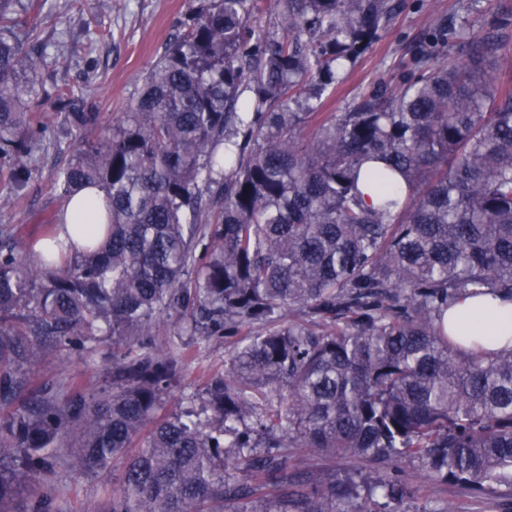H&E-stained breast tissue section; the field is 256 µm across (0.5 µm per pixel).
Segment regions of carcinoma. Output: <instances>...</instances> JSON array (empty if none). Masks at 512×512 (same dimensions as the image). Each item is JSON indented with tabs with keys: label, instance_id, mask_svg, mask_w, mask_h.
Instances as JSON below:
<instances>
[{
	"label": "carcinoma",
	"instance_id": "carcinoma-1",
	"mask_svg": "<svg viewBox=\"0 0 512 512\" xmlns=\"http://www.w3.org/2000/svg\"><path fill=\"white\" fill-rule=\"evenodd\" d=\"M402 0H200L142 80L101 114L57 87L74 158L68 198L102 189V243L56 260L0 225V512H52L66 438L83 470L122 463L94 512H396L399 473L477 492L512 488V350L448 340L462 295L512 299V88L501 60L512 9L474 30L434 19L396 86L344 112L324 97ZM0 0V170L9 207L47 146L27 101L44 59ZM377 203L363 202L364 164ZM174 317L182 347L152 345ZM231 348L201 405L161 415L183 349ZM112 337V393L24 388L45 356ZM389 462L362 485L327 486L288 449ZM247 480L238 479V474Z\"/></svg>",
	"mask_w": 512,
	"mask_h": 512
}]
</instances>
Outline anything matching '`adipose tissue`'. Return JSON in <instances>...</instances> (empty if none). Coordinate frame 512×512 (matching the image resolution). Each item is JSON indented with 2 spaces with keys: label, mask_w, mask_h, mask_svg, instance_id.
Here are the masks:
<instances>
[{
  "label": "adipose tissue",
  "mask_w": 512,
  "mask_h": 512,
  "mask_svg": "<svg viewBox=\"0 0 512 512\" xmlns=\"http://www.w3.org/2000/svg\"><path fill=\"white\" fill-rule=\"evenodd\" d=\"M448 335L463 344L484 349H512V300L491 295L461 296L447 315Z\"/></svg>",
  "instance_id": "1"
}]
</instances>
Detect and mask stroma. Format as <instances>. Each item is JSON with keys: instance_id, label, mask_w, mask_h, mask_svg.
<instances>
[{"instance_id": "35a3bbf8", "label": "stroma", "mask_w": 512, "mask_h": 512, "mask_svg": "<svg viewBox=\"0 0 512 512\" xmlns=\"http://www.w3.org/2000/svg\"><path fill=\"white\" fill-rule=\"evenodd\" d=\"M466 2L408 0L407 7L392 18L381 38L326 100L325 111H344L377 80H394L405 69L409 51L420 42L428 21L460 13ZM190 7V0H46L41 13L27 15L25 23L34 27L36 38L50 43L44 75L68 85L108 123L136 98L144 75L178 36L179 24ZM74 38L94 41L95 50L87 60L75 62L57 51L58 43ZM29 108L47 125L50 146L38 156V170L24 192L0 210V224L23 225L26 248L39 236L41 223L60 215L65 199L55 184V172L75 151L73 139L57 134L59 106L53 86L32 97ZM111 353L108 339L90 353L62 352L52 345L46 359L24 368L23 374L32 386L50 383L61 391L76 381L86 392L98 393L106 386L104 358ZM229 357L228 345L220 336L189 347L183 377L166 396L164 413L178 411L183 394L201 389L206 378L223 374ZM56 477L63 489L60 512H91L104 486L113 482L112 477L86 473L67 453L60 458ZM400 480L404 492L398 512H442L449 506L457 512H512V495H477L458 485L430 480L412 468L401 473Z\"/></svg>"}]
</instances>
